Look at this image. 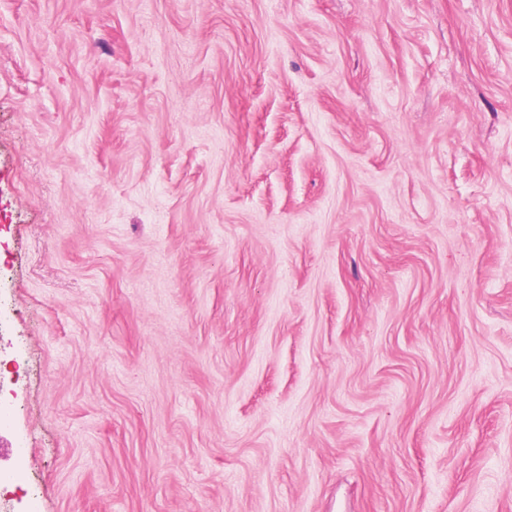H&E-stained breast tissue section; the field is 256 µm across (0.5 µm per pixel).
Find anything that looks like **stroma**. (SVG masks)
I'll return each mask as SVG.
<instances>
[{
	"mask_svg": "<svg viewBox=\"0 0 512 512\" xmlns=\"http://www.w3.org/2000/svg\"><path fill=\"white\" fill-rule=\"evenodd\" d=\"M11 512H512V0H0Z\"/></svg>",
	"mask_w": 512,
	"mask_h": 512,
	"instance_id": "stroma-1",
	"label": "stroma"
}]
</instances>
